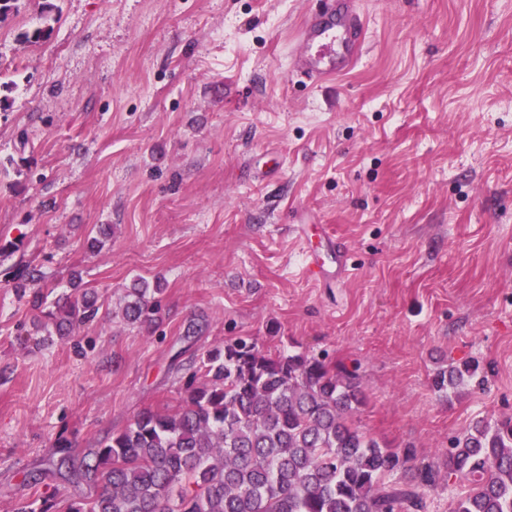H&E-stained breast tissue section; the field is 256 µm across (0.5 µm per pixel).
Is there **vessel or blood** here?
<instances>
[{
	"label": "vessel or blood",
	"mask_w": 512,
	"mask_h": 512,
	"mask_svg": "<svg viewBox=\"0 0 512 512\" xmlns=\"http://www.w3.org/2000/svg\"><path fill=\"white\" fill-rule=\"evenodd\" d=\"M363 21L354 0H336L299 31L298 72L320 82L349 69L358 59Z\"/></svg>",
	"instance_id": "1"
}]
</instances>
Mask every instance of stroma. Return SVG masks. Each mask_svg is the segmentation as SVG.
<instances>
[{
  "instance_id": "stroma-1",
  "label": "stroma",
  "mask_w": 512,
  "mask_h": 512,
  "mask_svg": "<svg viewBox=\"0 0 512 512\" xmlns=\"http://www.w3.org/2000/svg\"><path fill=\"white\" fill-rule=\"evenodd\" d=\"M22 2L0 24V512L36 470L72 493L56 438L176 408L239 336L358 366L362 429L421 457L512 416V0H357L362 56L315 84L291 39L334 0H59L36 43ZM27 263L102 298L96 321L35 345L7 282ZM138 279L163 286L152 332L123 319ZM473 358L483 386L433 389Z\"/></svg>"
}]
</instances>
